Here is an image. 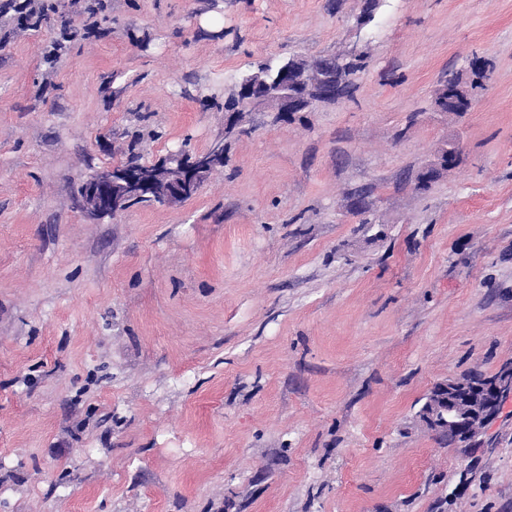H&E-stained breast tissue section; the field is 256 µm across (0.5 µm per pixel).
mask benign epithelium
I'll return each instance as SVG.
<instances>
[{
  "label": "benign epithelium",
  "mask_w": 512,
  "mask_h": 512,
  "mask_svg": "<svg viewBox=\"0 0 512 512\" xmlns=\"http://www.w3.org/2000/svg\"><path fill=\"white\" fill-rule=\"evenodd\" d=\"M480 60L448 76L435 97L440 112L470 108L475 90V72L482 67ZM320 63H308L302 58L281 62L277 72L266 69L243 77L238 83L235 111L225 113L224 133H245L241 127L246 112H269L277 123L290 119L298 112H309L320 102L317 88L322 81ZM459 155L456 147H443L437 158L422 174L434 179L448 171ZM224 145L216 142L210 152L186 161L168 156L147 169L127 171L123 167L107 166L90 178L78 207L90 220L116 216L135 199L149 191L162 205L187 200L198 185L216 169L223 167ZM512 395V367L501 369L485 381L467 374L435 384L427 394L418 417L433 434L443 436L453 430L465 441L478 434L500 412L504 399Z\"/></svg>",
  "instance_id": "7a95c632"
}]
</instances>
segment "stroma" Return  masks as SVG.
<instances>
[{"label": "stroma", "instance_id": "35a3bbf8", "mask_svg": "<svg viewBox=\"0 0 512 512\" xmlns=\"http://www.w3.org/2000/svg\"><path fill=\"white\" fill-rule=\"evenodd\" d=\"M5 2L0 512H512V397L466 447L418 418L512 363V0H62L71 41ZM351 54V96L286 122L209 106ZM476 57L472 107L436 111ZM218 139L190 200L77 207L128 144ZM458 155V147H442L437 153V158L434 164H432L421 174V178L432 180L438 177L440 174L442 175L443 173L447 172L448 167H451L457 161Z\"/></svg>", "mask_w": 512, "mask_h": 512}]
</instances>
